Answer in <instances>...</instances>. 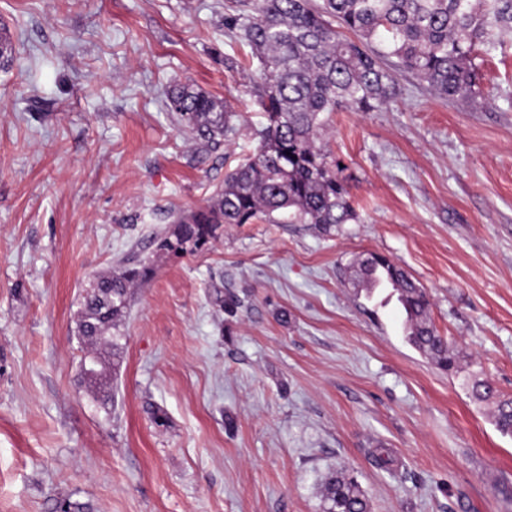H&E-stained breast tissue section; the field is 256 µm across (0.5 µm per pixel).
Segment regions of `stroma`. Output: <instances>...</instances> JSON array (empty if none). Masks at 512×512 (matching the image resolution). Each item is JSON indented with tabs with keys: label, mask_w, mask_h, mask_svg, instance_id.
<instances>
[{
	"label": "stroma",
	"mask_w": 512,
	"mask_h": 512,
	"mask_svg": "<svg viewBox=\"0 0 512 512\" xmlns=\"http://www.w3.org/2000/svg\"><path fill=\"white\" fill-rule=\"evenodd\" d=\"M232 0H0V512H322L345 469L370 512H512V30L475 60L481 93L439 98L389 61V110L331 115L355 221L226 224L209 250L155 254L252 155L258 62ZM191 84L240 115L196 143L165 105ZM426 291L454 371L407 340L392 289ZM153 261L134 289L103 409L81 375V294ZM485 379L496 399L479 400Z\"/></svg>",
	"instance_id": "obj_1"
}]
</instances>
